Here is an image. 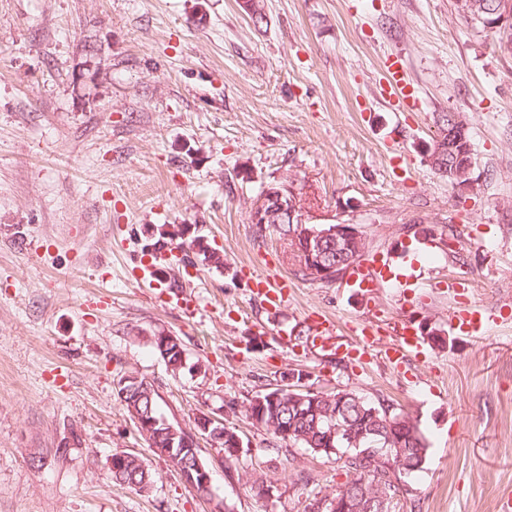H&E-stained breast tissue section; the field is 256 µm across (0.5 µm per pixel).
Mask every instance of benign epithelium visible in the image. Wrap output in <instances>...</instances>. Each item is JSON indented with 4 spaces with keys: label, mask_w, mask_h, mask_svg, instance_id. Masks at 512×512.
Instances as JSON below:
<instances>
[{
    "label": "benign epithelium",
    "mask_w": 512,
    "mask_h": 512,
    "mask_svg": "<svg viewBox=\"0 0 512 512\" xmlns=\"http://www.w3.org/2000/svg\"><path fill=\"white\" fill-rule=\"evenodd\" d=\"M454 10L462 15L479 10L492 16L489 24L491 29L512 28V3L509 0H454ZM438 132L433 140L424 146L427 163L436 170L446 171L451 182L464 186L470 181L473 160L470 143L467 137V122L463 114L450 112L441 115L437 120ZM252 221L255 224L270 225L277 233H282V225H291V230L283 236L288 241L289 251L302 254L309 261V273L320 282H330L340 275L338 269L351 264L354 259L366 250V238L355 224L338 222L336 224H315L312 215L297 192L285 194L280 190H265L262 197L251 208ZM336 247L338 261L331 262L328 247ZM155 346L162 352V358L176 355L178 366L185 362V350L181 341L169 334H160L154 338ZM139 431L148 439L155 436L154 430L161 418L148 411L133 418ZM223 423L203 414L196 420V431L192 433V442L176 449L168 445L163 456H171L179 461L177 469L187 487L192 491L210 489L211 475L203 465L199 447V439L203 436L214 441L224 440ZM321 507L329 512H357L351 500L344 497H329L322 501Z\"/></svg>",
    "instance_id": "1"
}]
</instances>
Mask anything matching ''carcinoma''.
Listing matches in <instances>:
<instances>
[{
	"mask_svg": "<svg viewBox=\"0 0 512 512\" xmlns=\"http://www.w3.org/2000/svg\"><path fill=\"white\" fill-rule=\"evenodd\" d=\"M274 396L277 397L275 401L272 400ZM306 397L308 400L297 406L290 404L288 392L281 388L260 395L264 400L263 427L280 441L283 437L278 435V430L283 426L288 427L293 430L291 442L300 444L318 455L343 461L344 467L350 473V479L336 488L335 495L346 496L359 505L367 502L363 489L374 484L384 486L389 489L390 495H395L386 479L385 471L371 467V462L367 458L350 456L344 460L337 453L328 452L330 448H342L337 439L328 436V431L329 424L339 421L349 429L364 434L359 447L365 450L383 448L387 435L385 422L389 418L396 419L403 415V412L383 402L374 404L347 390L330 393L313 391L306 393ZM157 398L158 394L150 384L142 391L140 398L127 397L123 399V404L133 418L149 409L157 410ZM373 410L376 411L374 415L371 414ZM156 431L159 435L152 443L161 449L167 447L171 432L184 433L181 426L171 421L159 425ZM388 450L393 456L403 455L406 473L414 475L425 469L429 446L423 432L413 420L405 421L401 436L396 440V444L388 446ZM112 478L139 494L149 492L153 484L152 473L135 454L125 459L123 470L112 473Z\"/></svg>",
	"mask_w": 512,
	"mask_h": 512,
	"instance_id": "carcinoma-1",
	"label": "carcinoma"
}]
</instances>
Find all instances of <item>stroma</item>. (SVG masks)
I'll return each mask as SVG.
<instances>
[{"instance_id":"stroma-1","label":"stroma","mask_w":512,"mask_h":512,"mask_svg":"<svg viewBox=\"0 0 512 512\" xmlns=\"http://www.w3.org/2000/svg\"><path fill=\"white\" fill-rule=\"evenodd\" d=\"M452 0H0V512H305L346 479L340 462L275 439L250 400L303 371L317 391L395 404L429 445L396 512H500L512 497V52ZM398 56L418 104L379 98ZM464 113L470 182L426 163L438 114ZM314 195V221L359 225L368 255H414L421 285L304 280L249 211L268 184ZM185 224L224 266L132 269ZM287 279L267 311L253 279ZM468 285L448 295L449 279ZM180 285L181 304L169 297ZM500 316L482 336L454 311ZM334 322L312 347L308 315ZM411 316L440 330L395 369L340 358L356 324ZM178 337L171 372L153 338ZM150 382L184 429L199 414L242 440H209L200 497L137 430L117 383ZM132 452L154 485L113 479ZM274 487L258 497L248 479Z\"/></svg>"}]
</instances>
